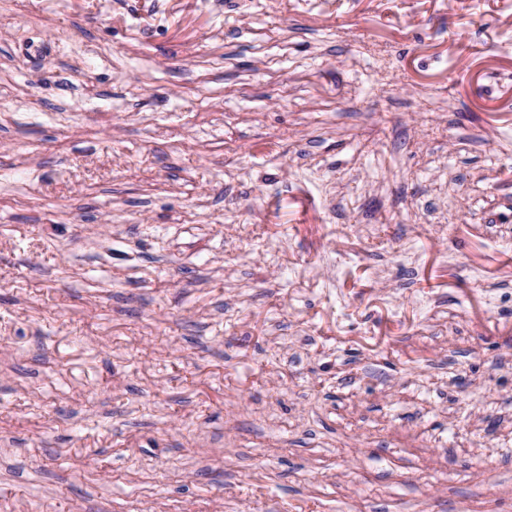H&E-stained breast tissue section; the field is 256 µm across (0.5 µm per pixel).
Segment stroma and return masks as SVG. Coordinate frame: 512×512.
Listing matches in <instances>:
<instances>
[{
    "mask_svg": "<svg viewBox=\"0 0 512 512\" xmlns=\"http://www.w3.org/2000/svg\"><path fill=\"white\" fill-rule=\"evenodd\" d=\"M0 512H512V0H0Z\"/></svg>",
    "mask_w": 512,
    "mask_h": 512,
    "instance_id": "1",
    "label": "stroma"
}]
</instances>
